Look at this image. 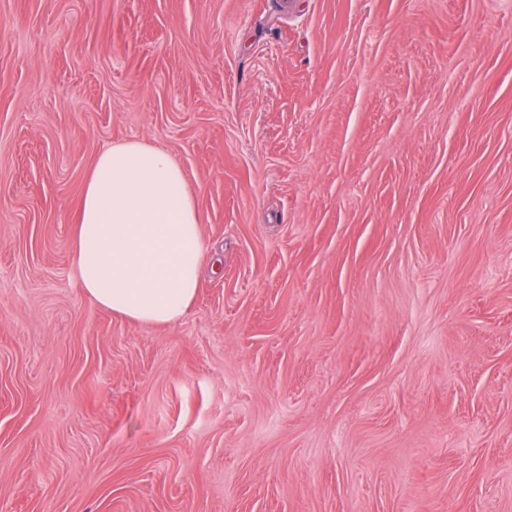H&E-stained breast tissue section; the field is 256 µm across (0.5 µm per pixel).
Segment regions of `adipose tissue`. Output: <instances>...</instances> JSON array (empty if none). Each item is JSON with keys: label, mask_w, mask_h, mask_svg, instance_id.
I'll return each mask as SVG.
<instances>
[{"label": "adipose tissue", "mask_w": 512, "mask_h": 512, "mask_svg": "<svg viewBox=\"0 0 512 512\" xmlns=\"http://www.w3.org/2000/svg\"><path fill=\"white\" fill-rule=\"evenodd\" d=\"M179 164L138 140L112 145L85 181L75 276L96 305L129 320L178 323L193 303L208 246Z\"/></svg>", "instance_id": "adipose-tissue-1"}]
</instances>
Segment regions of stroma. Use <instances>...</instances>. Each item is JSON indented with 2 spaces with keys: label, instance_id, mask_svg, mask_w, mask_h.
Returning a JSON list of instances; mask_svg holds the SVG:
<instances>
[{
  "label": "stroma",
  "instance_id": "stroma-1",
  "mask_svg": "<svg viewBox=\"0 0 512 512\" xmlns=\"http://www.w3.org/2000/svg\"><path fill=\"white\" fill-rule=\"evenodd\" d=\"M131 139L174 325L73 276ZM0 512H512V0H0ZM179 164L138 140L113 144L85 181L75 276L96 305L129 320L174 325L193 303L208 246Z\"/></svg>",
  "mask_w": 512,
  "mask_h": 512
}]
</instances>
